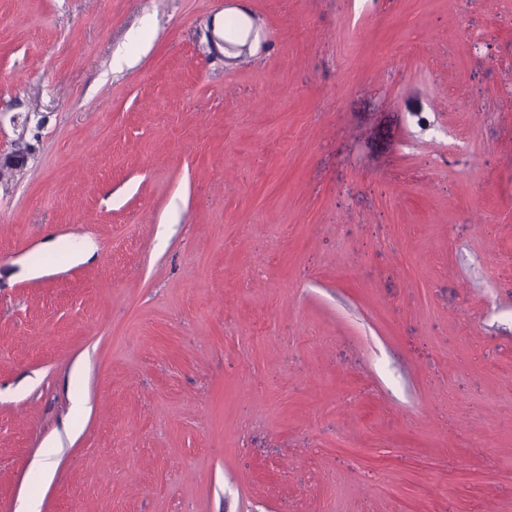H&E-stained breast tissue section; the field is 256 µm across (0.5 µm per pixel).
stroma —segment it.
I'll return each instance as SVG.
<instances>
[{"mask_svg": "<svg viewBox=\"0 0 512 512\" xmlns=\"http://www.w3.org/2000/svg\"><path fill=\"white\" fill-rule=\"evenodd\" d=\"M19 145L0 512H512V0H0Z\"/></svg>", "mask_w": 512, "mask_h": 512, "instance_id": "35a3bbf8", "label": "stroma"}]
</instances>
